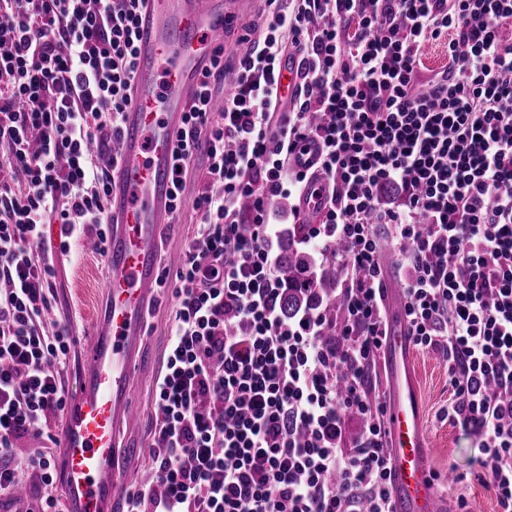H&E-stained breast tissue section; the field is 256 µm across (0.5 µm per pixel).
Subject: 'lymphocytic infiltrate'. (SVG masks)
Returning a JSON list of instances; mask_svg holds the SVG:
<instances>
[{
  "label": "lymphocytic infiltrate",
  "instance_id": "f902f5d3",
  "mask_svg": "<svg viewBox=\"0 0 512 512\" xmlns=\"http://www.w3.org/2000/svg\"><path fill=\"white\" fill-rule=\"evenodd\" d=\"M145 4L0 0L1 497L31 469L53 484L44 426L66 405L56 366L70 347L67 325L43 331L54 254L105 235ZM267 4L232 92L216 96L228 69L216 57L174 147V211L200 154L206 182L196 234L159 282L176 311L155 384L154 478L126 488L127 512H391L386 410L364 385L387 339L382 224L407 270L413 344L448 368L440 416L480 437L477 477L512 512V0ZM443 39L447 69L421 81L422 47ZM287 41L305 79L284 110ZM310 139L332 193L299 244L346 273L333 324L317 306L281 308L271 210L308 181L289 161ZM28 436L41 445L18 456Z\"/></svg>",
  "mask_w": 512,
  "mask_h": 512
}]
</instances>
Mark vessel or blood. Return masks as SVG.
Wrapping results in <instances>:
<instances>
[{
  "label": "vessel or blood",
  "mask_w": 512,
  "mask_h": 512,
  "mask_svg": "<svg viewBox=\"0 0 512 512\" xmlns=\"http://www.w3.org/2000/svg\"><path fill=\"white\" fill-rule=\"evenodd\" d=\"M244 12L243 0H147L138 15L136 70L120 142L124 162L111 173L107 239L84 241L85 249L102 247L106 278L104 300L78 352L58 439L56 474L66 512H125L117 457L124 431L138 416L128 380L146 360L141 338L159 286L158 239L174 221L173 141L225 24ZM281 71L280 96L287 102L303 77L293 59ZM328 197L325 181H309L301 191L303 216L319 213ZM387 343L393 512H446L430 467L404 317L391 323Z\"/></svg>",
  "instance_id": "b4317fda"
}]
</instances>
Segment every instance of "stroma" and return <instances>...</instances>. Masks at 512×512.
I'll use <instances>...</instances> for the list:
<instances>
[{
	"label": "stroma",
	"instance_id": "1",
	"mask_svg": "<svg viewBox=\"0 0 512 512\" xmlns=\"http://www.w3.org/2000/svg\"><path fill=\"white\" fill-rule=\"evenodd\" d=\"M207 163L198 159L186 182L184 203L180 221L166 225L160 251L161 259L181 253L191 239L198 217L192 201L199 185L205 179ZM105 267L97 255L85 249H77L56 257L55 277L52 282V319L69 323L73 342L66 360L59 368V377L65 389L74 387V368L78 349L77 342L86 336L92 324V315L100 302ZM175 302L166 289H158L155 307L145 319L143 343L152 355L151 363L136 371L131 377L139 418L134 431L140 448L135 459L126 466V481H140L150 472L152 462V426L157 409L154 405L155 382L165 368L170 326L174 317ZM411 362L415 369L419 394L423 405V425L432 448L430 463L435 474L443 476V494L447 499L464 495L469 512H496V502L489 491L477 479V464L481 456V439L478 435L454 427L439 419L438 414L448 403V369L440 357L429 351L413 348ZM463 475V482L446 480L447 471Z\"/></svg>",
	"mask_w": 512,
	"mask_h": 512
}]
</instances>
